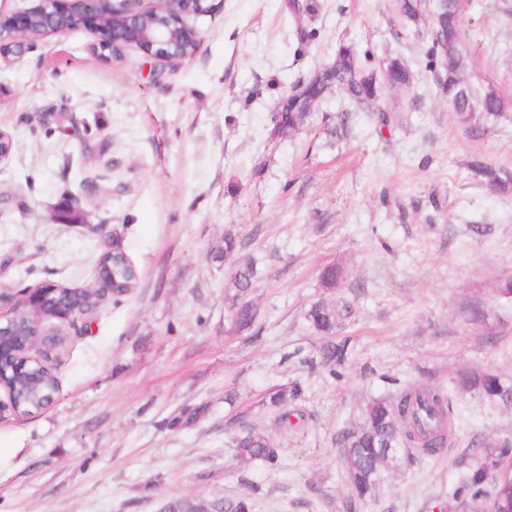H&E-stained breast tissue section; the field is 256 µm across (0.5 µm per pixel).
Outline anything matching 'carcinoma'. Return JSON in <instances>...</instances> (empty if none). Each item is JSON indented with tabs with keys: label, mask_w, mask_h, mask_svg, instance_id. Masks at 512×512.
I'll return each instance as SVG.
<instances>
[{
	"label": "carcinoma",
	"mask_w": 512,
	"mask_h": 512,
	"mask_svg": "<svg viewBox=\"0 0 512 512\" xmlns=\"http://www.w3.org/2000/svg\"><path fill=\"white\" fill-rule=\"evenodd\" d=\"M429 65L435 68L438 91L456 113L468 114L466 123L470 130L479 131L480 121L497 117L508 106L499 91L488 85L476 87L461 83L465 77L466 61L463 32L459 13L452 2H447L431 19V43L426 51ZM322 82L311 88V96L321 99L325 91L336 88L348 102L362 112H370L376 121L385 125L388 115L378 105L380 85L376 75L367 73L358 65V53L350 44H341L332 63L319 69ZM383 79L391 84L409 87L412 75L400 59L390 60L383 70ZM310 112L288 104L276 113L275 123L288 133L302 126ZM479 180L499 195L512 194V174L478 158L468 164ZM117 279L116 294L123 295L135 287L138 274L121 258L113 263ZM256 276L252 262H239L234 272L236 292L228 297L231 331L241 335L252 330L257 309L247 299V290ZM69 304L76 307L95 308L99 299L77 289L66 294ZM345 314L322 302L314 303L306 319L316 332L327 337L316 358L309 359L313 366L328 371L335 378L343 377L342 369L350 355L351 339L339 335ZM19 402V410L32 413L41 407L42 397L58 387L57 380L45 378L39 389L34 390L16 380V369L7 373ZM462 388L482 393L488 397L512 400V390L503 387L498 378L489 372L470 371L462 375ZM300 384L274 385L268 389L262 406L275 413L278 426L286 429L294 416L290 406L302 397ZM453 437L451 403L441 390L426 384H410L400 389L390 401H376L367 412L364 427L357 431H344L338 444L344 448L346 471L354 496L364 498L372 494L377 485L380 467L395 457L401 448H414L426 455H434L447 448ZM235 454L243 461L258 460L267 467L277 465L278 448L262 430L251 425L243 428L232 441ZM512 453L509 444L486 441L474 453L475 465L469 474L455 486L452 497L465 503L479 501L496 505L497 512H512V479L501 477L505 458Z\"/></svg>",
	"instance_id": "carcinoma-1"
}]
</instances>
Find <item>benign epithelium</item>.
<instances>
[{"instance_id": "benign-epithelium-1", "label": "benign epithelium", "mask_w": 512, "mask_h": 512, "mask_svg": "<svg viewBox=\"0 0 512 512\" xmlns=\"http://www.w3.org/2000/svg\"><path fill=\"white\" fill-rule=\"evenodd\" d=\"M201 10V0H37V5L21 12L6 14L0 11V57H19L31 48L34 30L40 35H66L85 28L96 35L93 50L104 58L120 60L128 48H137L162 62L188 58L181 53L184 37L199 42V34L188 26L185 18ZM60 291L45 284L14 293L0 289V368L11 365L27 368L35 363L44 366L32 352L48 349L46 336L33 323L31 316L42 313L41 321L56 319L72 322L86 313L52 299ZM0 419L17 414L9 385L0 377Z\"/></svg>"}]
</instances>
